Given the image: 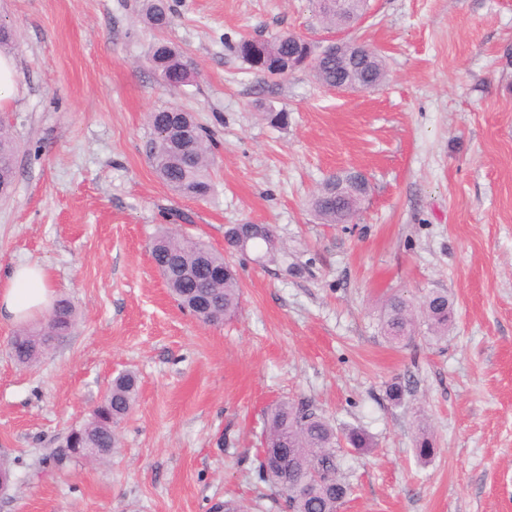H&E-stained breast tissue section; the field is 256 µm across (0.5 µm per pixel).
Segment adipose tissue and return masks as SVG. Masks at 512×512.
Wrapping results in <instances>:
<instances>
[{"instance_id": "adipose-tissue-1", "label": "adipose tissue", "mask_w": 512, "mask_h": 512, "mask_svg": "<svg viewBox=\"0 0 512 512\" xmlns=\"http://www.w3.org/2000/svg\"><path fill=\"white\" fill-rule=\"evenodd\" d=\"M53 293L48 271L39 264H18L0 279V323L42 317Z\"/></svg>"}]
</instances>
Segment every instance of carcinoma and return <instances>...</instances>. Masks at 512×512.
I'll list each match as a JSON object with an SVG mask.
<instances>
[{
  "label": "carcinoma",
  "instance_id": "1",
  "mask_svg": "<svg viewBox=\"0 0 512 512\" xmlns=\"http://www.w3.org/2000/svg\"><path fill=\"white\" fill-rule=\"evenodd\" d=\"M313 11L328 25L342 23L343 14L367 11V0H309ZM168 0H146L145 19L151 28L162 30L170 22ZM366 44L348 39V48L339 58H331L315 73L321 85L332 87L346 76L360 83H382L386 69L377 53L363 60L360 52ZM239 57L264 77H283L294 71L288 56H316L311 42L295 33H280L269 40L248 37L236 46ZM150 60L160 78L180 77L191 67V59L175 46L156 42ZM148 122L155 135L149 149L152 166L162 183L173 193L188 198H204L212 190L210 170L214 163L210 136L194 122L190 113L178 108L151 112ZM18 145L9 130L0 126V184L13 185L12 159ZM365 189L351 185L347 174L332 175L321 185L311 201L314 214L325 224H345L356 217ZM151 258L166 274V285L181 307L210 325H219L236 316L241 309V287L234 268L224 255L211 250L199 239L178 236L166 228L150 244ZM421 319L413 314V305L399 295L385 300L382 330L386 339L398 346L411 342L424 322L428 333L441 340L454 326L453 303L443 290L430 291L419 304ZM77 324V315L66 300L57 301V312L37 327L26 325L11 339L14 359L23 366L34 364L47 347L34 348L30 337L37 334L49 341L63 337ZM137 378L122 373L112 380L101 402L83 425L68 431L61 451H53L43 462L61 467L82 457L72 448H96L91 461L106 463L119 451L117 427L136 403ZM346 443L363 450L374 447L364 430L352 428L344 434ZM340 439L333 426L308 401L282 402L267 414L261 448L252 460L258 481L274 487L275 507L281 512H340L352 488L338 475L336 447Z\"/></svg>",
  "mask_w": 512,
  "mask_h": 512
}]
</instances>
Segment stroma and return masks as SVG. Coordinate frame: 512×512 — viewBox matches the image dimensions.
Here are the masks:
<instances>
[{
    "label": "stroma",
    "mask_w": 512,
    "mask_h": 512,
    "mask_svg": "<svg viewBox=\"0 0 512 512\" xmlns=\"http://www.w3.org/2000/svg\"><path fill=\"white\" fill-rule=\"evenodd\" d=\"M169 2L159 32L143 0H0L19 40L18 95L0 107L18 144L0 275L45 266L78 315L29 367L0 325V457L14 463L0 512H209L227 498L277 512L250 459L284 400L373 436L339 452L355 487L342 512H512V0H370L356 34L387 77L350 95L309 69L257 75L234 51L286 30L327 45L307 0ZM160 39L197 76L164 86L148 62ZM171 104L214 140L207 198L173 194L149 164L146 115ZM281 109L288 125H271ZM349 169L370 192L352 223H322L310 200ZM229 224L271 225L274 248H228ZM163 227L234 265L235 319L207 326L177 306L149 255ZM434 288L454 303L447 338L393 346L384 300ZM128 371L139 391L119 453L39 472Z\"/></svg>",
    "instance_id": "35a3bbf8"
}]
</instances>
